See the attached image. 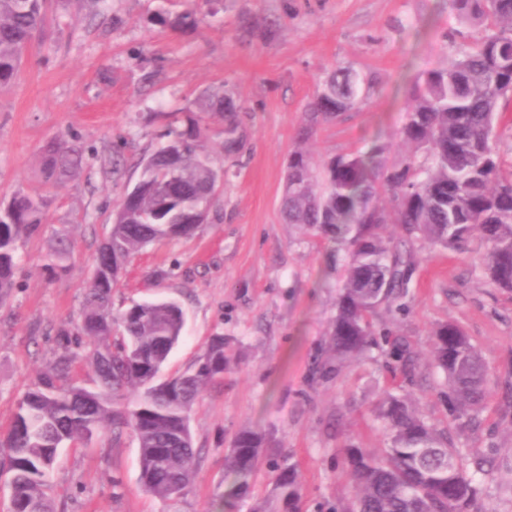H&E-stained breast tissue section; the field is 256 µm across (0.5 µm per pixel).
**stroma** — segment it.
Here are the masks:
<instances>
[{
	"instance_id": "stroma-1",
	"label": "stroma",
	"mask_w": 512,
	"mask_h": 512,
	"mask_svg": "<svg viewBox=\"0 0 512 512\" xmlns=\"http://www.w3.org/2000/svg\"><path fill=\"white\" fill-rule=\"evenodd\" d=\"M214 7L196 29L175 32L152 21V0H104L97 13L73 0L0 93V197L46 196L51 225L68 235L71 265L47 279L50 234L19 244L16 286L0 302V431L52 359L57 329L78 319L112 212L139 179L137 159L174 116L220 87L240 108L243 138L240 152L211 151L224 172L221 217L131 256L112 308L159 300L182 307L170 375L192 366L211 337L224 338V379L192 410L194 443L205 454L179 512H212L225 485L224 454L247 427L262 429L293 467L298 512H340L354 497L341 448L385 446L378 393L407 395L430 423L451 429L448 385L429 366L410 381L377 349L337 365L330 334L346 257L305 226L284 223L288 156L325 74L349 66L375 85L357 110L315 129L307 141L312 163L375 139L392 145L386 163L399 160L405 148L396 134L415 77L447 67L457 32L470 27L451 0H216ZM56 137L85 149L82 170L63 185L46 182L41 170L40 150ZM417 252L406 311L380 309L376 326L404 336L424 357L439 324L469 337L487 367L489 393L476 425L453 439L463 455L488 460L475 476L472 512H512V294L484 274L480 239L464 253L424 242ZM138 477L135 438L116 441L105 429L61 449L50 494L64 512H166Z\"/></svg>"
}]
</instances>
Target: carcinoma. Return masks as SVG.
I'll return each mask as SVG.
<instances>
[{"label": "carcinoma", "instance_id": "cac0c4a2", "mask_svg": "<svg viewBox=\"0 0 512 512\" xmlns=\"http://www.w3.org/2000/svg\"><path fill=\"white\" fill-rule=\"evenodd\" d=\"M72 0H0V91L15 83L22 54L42 29L51 5ZM153 13L159 25L195 27L213 0H162ZM477 35L456 47L445 69L418 77L400 138L412 147L401 163L386 166L388 146L375 142L359 153L332 156L313 174L309 156L289 155L280 211L288 224H303L346 252L344 283L336 304L331 349L342 363L370 348L415 374L418 354L408 341L376 329L378 309H405L414 242L465 251L474 235L487 245L485 271L499 289L512 293V165L497 142L501 102L512 100V0H453ZM373 79L339 67L324 79L308 106L301 137L358 108ZM236 105L221 90L205 95L196 111L166 132L168 141L143 159L141 176L112 214V228L97 251L79 321L57 331L54 360L40 371L18 401L9 430L0 434V470L15 493L9 512H56L47 490L61 447L108 428L115 438L134 434L139 448L141 489L175 509L193 484L203 458L190 428L202 392L224 379V337H213L199 361L186 371L160 378L182 338L185 318L174 301L134 303L112 311V290L130 256L151 244L192 235L204 221L220 217L221 192L210 157L211 128L203 115L225 116L221 152L240 147ZM80 146L63 140L42 150L45 179L60 184L78 175ZM388 224L403 236L384 235ZM51 231L55 245L44 269L57 278L70 270L66 234L49 225L48 200L15 192L0 201V300L14 288L16 244ZM90 358L93 378L70 377L80 353ZM430 364L448 381L450 413L468 424L487 393V368L468 336L446 323L432 332ZM134 394L129 399L128 393ZM387 443L377 453L346 445L342 453L355 480L347 512H468L477 495L473 477L448 432L429 423L406 397L384 392L376 407ZM278 470L276 494L253 512H292L299 494L295 475L278 461L269 439L255 429L239 431L224 455L231 482L220 495L234 512L250 497L263 464Z\"/></svg>", "mask_w": 512, "mask_h": 512}]
</instances>
